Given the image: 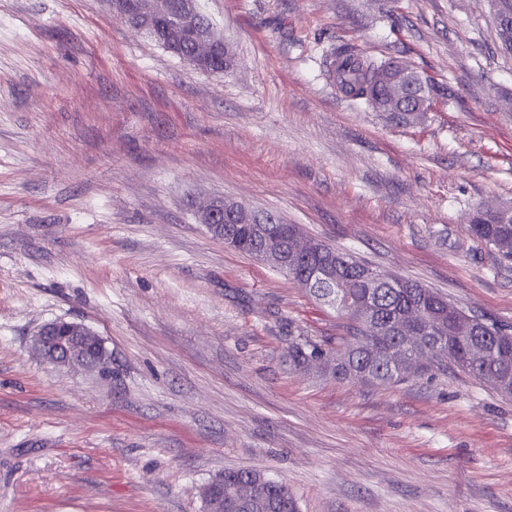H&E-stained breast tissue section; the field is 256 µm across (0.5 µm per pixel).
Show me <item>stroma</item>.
Here are the masks:
<instances>
[{
    "mask_svg": "<svg viewBox=\"0 0 512 512\" xmlns=\"http://www.w3.org/2000/svg\"><path fill=\"white\" fill-rule=\"evenodd\" d=\"M206 73L110 0H0V512H207L227 469L300 512H512V401L459 371L396 386L292 370L347 318L227 248L226 197L512 325V262L469 230L512 202V56L488 0H199ZM432 84L416 124L345 97L337 46ZM85 324L107 371L33 342ZM85 343L92 344L103 353L104 340L86 325L57 320L43 325L36 333L34 346L43 360L57 367L86 368L88 357L81 354Z\"/></svg>",
    "mask_w": 512,
    "mask_h": 512,
    "instance_id": "35a3bbf8",
    "label": "stroma"
}]
</instances>
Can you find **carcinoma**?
I'll use <instances>...</instances> for the list:
<instances>
[{
    "mask_svg": "<svg viewBox=\"0 0 512 512\" xmlns=\"http://www.w3.org/2000/svg\"><path fill=\"white\" fill-rule=\"evenodd\" d=\"M146 27L153 34V39L176 54L185 58L195 51V46L183 39L178 44L165 40L167 33L165 24L151 21ZM336 83L346 96L355 100L367 101L370 92V81L380 70L381 65L371 58L358 55L353 48L340 46L336 48ZM430 95V88L419 91L411 90V97L394 106L393 119L408 125L411 123L417 105V94ZM475 223L470 225L471 234L492 248L504 261H512V220L502 218L489 210L476 209ZM232 229V245L230 248L238 252L252 255L258 245L257 236L251 227L230 225ZM322 260L336 264V280L331 287L341 298L354 300L371 293L375 304L377 331L358 322L357 318H349L347 335L336 341V346L325 347L307 339L293 341L288 347L289 362L296 368H304L307 362L317 357L325 359L332 375L338 381H348L353 375L372 377L371 385L391 386L427 372H445L456 368L460 372L480 381L487 382L495 377L501 382L496 393L512 399V326L501 324L492 318L478 328L475 339L488 344L492 353L488 361L474 364L467 357V343L455 340L448 332L446 312L448 307L458 305L438 292L424 286L418 281L401 278L400 287H392L381 283L370 289L366 288L363 274L377 267L358 259L352 253L323 244ZM417 306L427 318V323L437 329L441 335L439 345L429 353L428 364L417 369L410 368V355H403V363H394L387 354L388 347L394 344L391 326L407 308ZM224 479V501L220 502L211 495V485L201 490L208 512H226L232 506L234 489L248 482H264L265 494L262 500L252 506V512H298L295 498L288 488L260 473L249 470H228L222 475Z\"/></svg>",
    "mask_w": 512,
    "mask_h": 512,
    "instance_id": "obj_1",
    "label": "carcinoma"
}]
</instances>
